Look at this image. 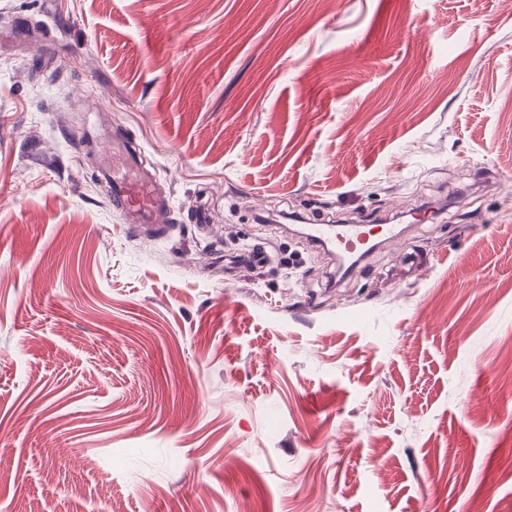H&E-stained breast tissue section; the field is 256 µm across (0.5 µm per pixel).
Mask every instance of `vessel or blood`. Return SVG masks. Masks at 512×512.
I'll use <instances>...</instances> for the list:
<instances>
[{
  "mask_svg": "<svg viewBox=\"0 0 512 512\" xmlns=\"http://www.w3.org/2000/svg\"><path fill=\"white\" fill-rule=\"evenodd\" d=\"M100 188L112 201L130 229L160 223L162 215L169 212L172 203L154 175L142 168L133 156H126L123 167L111 164L109 157H102ZM310 235L321 245L336 249L343 256H353L362 250L366 238L363 225L352 224L334 227L328 224L311 226Z\"/></svg>",
  "mask_w": 512,
  "mask_h": 512,
  "instance_id": "obj_1",
  "label": "vessel or blood"
}]
</instances>
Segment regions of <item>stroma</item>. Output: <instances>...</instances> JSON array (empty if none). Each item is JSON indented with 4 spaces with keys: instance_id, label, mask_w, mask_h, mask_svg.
Wrapping results in <instances>:
<instances>
[{
    "instance_id": "obj_1",
    "label": "stroma",
    "mask_w": 512,
    "mask_h": 512,
    "mask_svg": "<svg viewBox=\"0 0 512 512\" xmlns=\"http://www.w3.org/2000/svg\"><path fill=\"white\" fill-rule=\"evenodd\" d=\"M0 512H512V0H0ZM124 147L123 172L114 164L112 152L103 155L99 163L102 170L100 188L121 211L129 229L136 231L139 225L162 224L161 216L170 211L171 199L159 187L154 175L140 167L128 147ZM310 235L321 245L336 249L341 256H354L363 251L361 242L366 238L364 225L352 224L341 227H333L331 224H317L310 228Z\"/></svg>"
}]
</instances>
